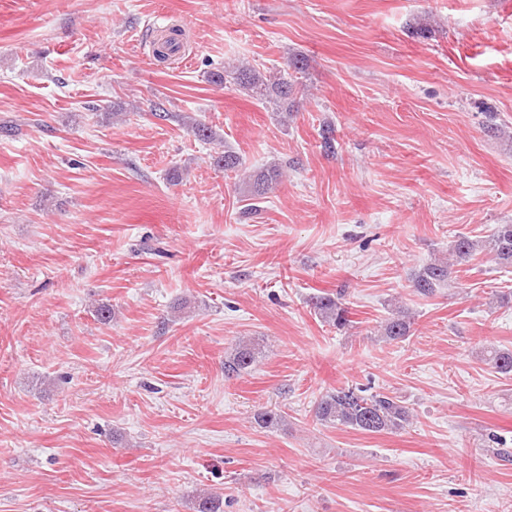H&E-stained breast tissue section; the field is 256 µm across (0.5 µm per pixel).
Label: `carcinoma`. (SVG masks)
I'll return each mask as SVG.
<instances>
[{
    "label": "carcinoma",
    "mask_w": 512,
    "mask_h": 512,
    "mask_svg": "<svg viewBox=\"0 0 512 512\" xmlns=\"http://www.w3.org/2000/svg\"><path fill=\"white\" fill-rule=\"evenodd\" d=\"M233 80L240 89L262 97H273L286 103L295 94L294 85L284 78H268L250 66H240L233 71ZM283 177V169L274 163L259 171L249 182L246 200L249 207L261 199ZM448 262L435 261L423 266L413 277V288L428 297L437 288L451 282L456 273L454 267L465 265L478 255H488L499 266L512 267V224H499L483 239L460 236L450 246ZM314 312L320 318L338 328L349 324L348 311L339 297L329 294L312 298ZM413 322L403 310H395L381 325L382 335L390 341H398L410 335ZM255 360L254 345L240 344L234 354L224 360V376L231 378L247 370ZM484 360L488 366L503 375L512 374V350H487ZM314 416L323 424L343 426L363 433L397 432L409 423L410 410L387 394L373 393L359 386H345L328 391L318 401ZM254 420L262 428H269L282 421V416L262 407L254 414ZM196 512H223L220 496L204 494L198 497Z\"/></svg>",
    "instance_id": "obj_1"
}]
</instances>
